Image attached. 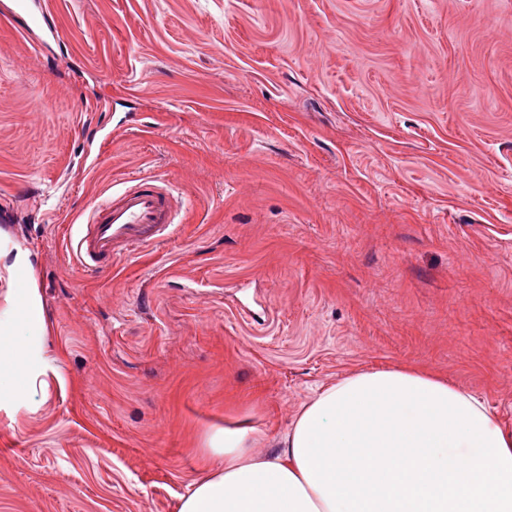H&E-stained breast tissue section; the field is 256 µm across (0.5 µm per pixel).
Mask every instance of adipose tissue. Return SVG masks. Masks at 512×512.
<instances>
[{"label": "adipose tissue", "mask_w": 512, "mask_h": 512, "mask_svg": "<svg viewBox=\"0 0 512 512\" xmlns=\"http://www.w3.org/2000/svg\"><path fill=\"white\" fill-rule=\"evenodd\" d=\"M37 285L0 298V408L47 390L57 361ZM209 468L177 512H512V431L473 395L414 368L320 388L276 440L241 418L211 432Z\"/></svg>", "instance_id": "ef3b65f1"}]
</instances>
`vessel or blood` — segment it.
Masks as SVG:
<instances>
[{
    "mask_svg": "<svg viewBox=\"0 0 512 512\" xmlns=\"http://www.w3.org/2000/svg\"><path fill=\"white\" fill-rule=\"evenodd\" d=\"M11 17L26 29L56 33L57 24L46 11L32 12L28 0H11ZM179 201L156 177L133 179L112 197L93 203L69 240V252L85 271L99 274L130 250L157 247L173 232Z\"/></svg>",
    "mask_w": 512,
    "mask_h": 512,
    "instance_id": "1",
    "label": "vessel or blood"
}]
</instances>
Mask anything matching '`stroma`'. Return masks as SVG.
<instances>
[{
  "label": "stroma",
  "instance_id": "35a3bbf8",
  "mask_svg": "<svg viewBox=\"0 0 512 512\" xmlns=\"http://www.w3.org/2000/svg\"><path fill=\"white\" fill-rule=\"evenodd\" d=\"M0 15V294L59 352L0 411V512H176L249 418L413 367L512 430V0H43ZM133 174L182 201L87 275L71 225ZM10 2L11 17L19 20L26 29H47L53 36L57 33V24L51 14L43 9L38 13L32 12L28 0H11Z\"/></svg>",
  "mask_w": 512,
  "mask_h": 512
}]
</instances>
